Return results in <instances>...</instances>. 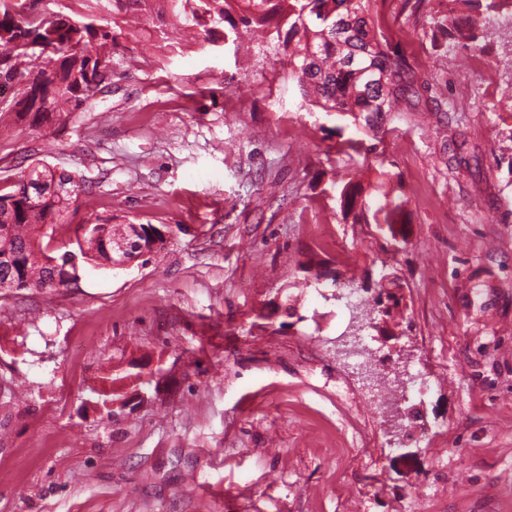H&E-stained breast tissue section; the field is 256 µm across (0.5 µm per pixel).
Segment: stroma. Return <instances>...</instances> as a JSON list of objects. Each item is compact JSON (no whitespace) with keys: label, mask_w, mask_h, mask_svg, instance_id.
<instances>
[{"label":"stroma","mask_w":512,"mask_h":512,"mask_svg":"<svg viewBox=\"0 0 512 512\" xmlns=\"http://www.w3.org/2000/svg\"><path fill=\"white\" fill-rule=\"evenodd\" d=\"M366 13L448 126L404 112L353 151L277 41L166 15L125 26L80 122L0 116V181L43 161L91 187L53 246L91 217L171 232L127 271L0 291V512H512V29L487 17L474 52L432 39L440 0ZM385 173L411 217L396 254L336 204ZM386 273L409 327H365V368L332 280L369 308ZM401 367L418 417L397 429Z\"/></svg>","instance_id":"obj_1"}]
</instances>
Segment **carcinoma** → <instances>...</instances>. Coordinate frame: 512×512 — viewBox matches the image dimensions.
<instances>
[{
  "instance_id": "cac0c4a2",
  "label": "carcinoma",
  "mask_w": 512,
  "mask_h": 512,
  "mask_svg": "<svg viewBox=\"0 0 512 512\" xmlns=\"http://www.w3.org/2000/svg\"><path fill=\"white\" fill-rule=\"evenodd\" d=\"M115 15L147 14L166 10L178 23L196 27L204 34L212 26L226 24L224 42L240 35L239 27L256 26L282 41L288 50V65L313 105L328 114L351 119L355 129L374 138L387 132L393 108L420 111L421 100L406 59L382 43L365 15L363 0H113ZM477 14L462 24L450 14L439 29L451 39L475 43L479 39L483 12H496L506 0H469ZM25 0H0V81L19 85L11 102L0 107L3 114L32 117L40 128L68 117L78 121L75 111L83 106L90 69L112 62L122 27L96 14H68L41 18L22 10ZM345 23V36L336 38V20ZM376 69L387 77L383 104L362 90L363 67ZM45 177L57 179L71 193L49 191L35 199L26 192V182ZM86 184L74 172L54 174L49 164L37 162L18 170L0 187V278L8 256L13 289L52 290L66 287L53 279L50 261L64 263L71 252L86 254L100 266L111 262L105 242L122 236L125 224H100L91 219L97 235L76 240L77 249L59 247L45 254V262L30 259L43 253L41 242L52 237L59 223L80 196ZM336 202L343 217L366 224L401 248L408 244L402 230L407 201L384 181L370 194L350 178L336 188Z\"/></svg>"
}]
</instances>
